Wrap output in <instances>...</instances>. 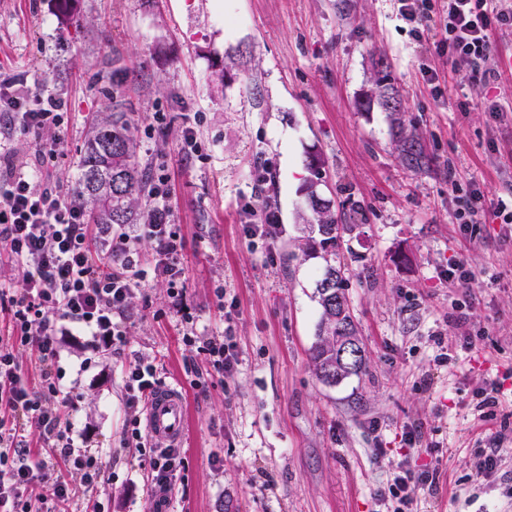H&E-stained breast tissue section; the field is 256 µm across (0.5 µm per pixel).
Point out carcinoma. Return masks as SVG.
Here are the masks:
<instances>
[{
	"label": "carcinoma",
	"instance_id": "1",
	"mask_svg": "<svg viewBox=\"0 0 512 512\" xmlns=\"http://www.w3.org/2000/svg\"><path fill=\"white\" fill-rule=\"evenodd\" d=\"M119 71L113 72L112 114L92 127L80 161L78 194L91 224H135L138 220L137 204L151 196L152 183L147 168L139 160L133 125L123 99V84L118 80ZM387 76L377 79L371 95L364 104L373 103L390 113L397 127L399 158L402 165L413 172L429 169L434 160L426 154L418 135L405 131L399 94L385 86ZM307 205L312 215L311 232L299 245L306 257H319L324 261L316 281L315 298L320 307L316 325V341L310 350V361L316 377L325 385L336 386L350 376H360L366 371V355H361L357 369L352 374L336 379V352L338 338L349 334L359 335L358 325L351 314L344 321H336V299H346L345 264L342 261L344 234L349 230L346 214L336 212L328 199L321 197L314 184L306 191Z\"/></svg>",
	"mask_w": 512,
	"mask_h": 512
}]
</instances>
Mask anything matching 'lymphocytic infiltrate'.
<instances>
[{"instance_id":"lymphocytic-infiltrate-1","label":"lymphocytic infiltrate","mask_w":512,"mask_h":512,"mask_svg":"<svg viewBox=\"0 0 512 512\" xmlns=\"http://www.w3.org/2000/svg\"><path fill=\"white\" fill-rule=\"evenodd\" d=\"M405 20L414 22L416 37L436 32L435 46L449 59L479 61L473 78L497 79L489 67L492 35L512 29V0H444L434 13L432 0H399ZM0 114L21 135L37 137L33 158L18 162L0 150V251L7 252L18 273L19 286L0 288V307L9 311L12 325L0 335V512H71L73 503L100 478L95 456L76 453L62 413L48 399L61 393L54 370L58 338L69 327L95 336L100 347L124 344L126 329L118 323L127 302L146 275L170 287L174 309H181L183 270L178 255L184 242L172 222L164 180L153 184L154 205L147 223L135 235L112 238L120 264L107 263L91 247L94 229L84 209L42 178L58 155L60 133L68 122L62 101L38 94L18 93L0 79ZM52 139H43L45 131ZM149 239L157 256L152 273L138 264L133 237ZM30 348L40 362L38 388H30L17 350ZM36 425L53 451L81 470L79 483L51 476L50 460L32 459L21 433L23 423Z\"/></svg>"}]
</instances>
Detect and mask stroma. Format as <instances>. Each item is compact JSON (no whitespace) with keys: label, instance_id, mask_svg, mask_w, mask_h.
I'll return each mask as SVG.
<instances>
[{"label":"stroma","instance_id":"obj_1","mask_svg":"<svg viewBox=\"0 0 512 512\" xmlns=\"http://www.w3.org/2000/svg\"><path fill=\"white\" fill-rule=\"evenodd\" d=\"M398 7L79 0L83 28L70 35L57 0H0V76L68 105L45 179L74 194L91 120L111 111L120 69L139 155L166 178L185 240L184 315L150 279L129 302L121 351H94L84 334L60 339L64 414L75 445L101 461L89 491L101 512H387L380 494L403 470L435 478L412 512H512V224L488 213L463 227L456 216L472 190L489 203L512 197V72L473 83L470 61L417 41ZM381 71L433 169L406 170L388 113L362 107ZM311 183L352 224L346 295L367 372L335 387L309 362L322 262L302 260L297 243ZM250 202L278 213L274 243L246 237ZM458 260L471 272L463 288L446 278ZM227 328L238 363L219 374L198 344ZM141 358L185 404L183 463L163 499L153 448L124 443L125 373ZM493 381L500 403L483 421L475 406ZM490 449L498 464L477 475Z\"/></svg>","mask_w":512,"mask_h":512}]
</instances>
